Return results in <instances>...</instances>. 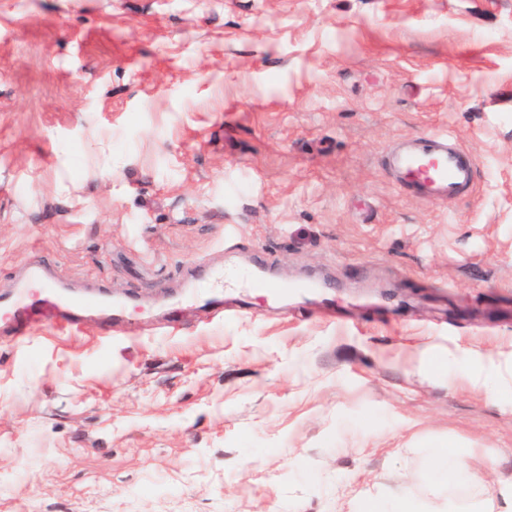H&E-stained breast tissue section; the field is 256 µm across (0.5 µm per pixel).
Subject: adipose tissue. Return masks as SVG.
Masks as SVG:
<instances>
[{
  "mask_svg": "<svg viewBox=\"0 0 512 512\" xmlns=\"http://www.w3.org/2000/svg\"><path fill=\"white\" fill-rule=\"evenodd\" d=\"M445 478L464 490L463 496L448 500L447 512H495L499 502H512V481L487 484L482 473L472 467L469 456L450 455Z\"/></svg>",
  "mask_w": 512,
  "mask_h": 512,
  "instance_id": "adipose-tissue-1",
  "label": "adipose tissue"
}]
</instances>
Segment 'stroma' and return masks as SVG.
<instances>
[{
    "instance_id": "stroma-1",
    "label": "stroma",
    "mask_w": 512,
    "mask_h": 512,
    "mask_svg": "<svg viewBox=\"0 0 512 512\" xmlns=\"http://www.w3.org/2000/svg\"><path fill=\"white\" fill-rule=\"evenodd\" d=\"M446 132L473 190L382 156ZM136 302L0 342V512H365L512 478V0H0V292L35 255ZM332 289L214 292L199 264ZM437 369L418 373L411 349ZM383 167L396 182L430 203L467 193L474 180L472 156L447 134L412 138L391 147ZM463 353L475 355L482 362V368L478 373L466 375V379L472 388H482L488 380L493 378H505L504 372L508 373L512 380V353L508 358H502V354L492 348L473 350L464 348Z\"/></svg>"
}]
</instances>
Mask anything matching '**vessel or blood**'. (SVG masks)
I'll return each mask as SVG.
<instances>
[{
  "mask_svg": "<svg viewBox=\"0 0 512 512\" xmlns=\"http://www.w3.org/2000/svg\"><path fill=\"white\" fill-rule=\"evenodd\" d=\"M396 182L430 203L447 202L467 193L474 180L472 156L442 133L412 138L391 147L382 160ZM123 301L99 289L77 297L56 281L48 258L31 264L19 288L0 293V313L6 320L0 334L20 340L34 325L49 322L75 327L85 316L98 314L112 321L124 311Z\"/></svg>",
  "mask_w": 512,
  "mask_h": 512,
  "instance_id": "b4317fda",
  "label": "vessel or blood"
}]
</instances>
